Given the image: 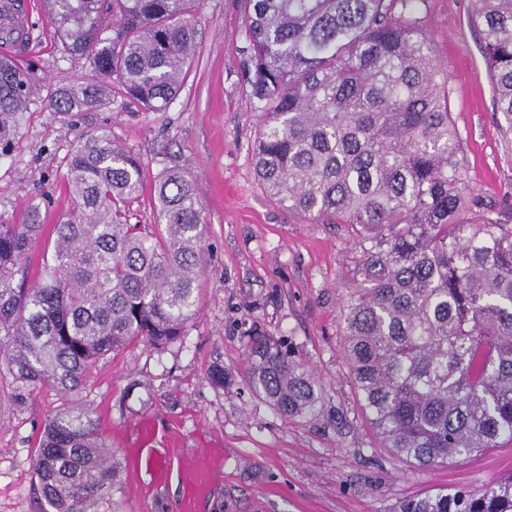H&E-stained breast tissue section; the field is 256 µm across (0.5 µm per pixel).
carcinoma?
Wrapping results in <instances>:
<instances>
[{
    "instance_id": "obj_1",
    "label": "carcinoma",
    "mask_w": 512,
    "mask_h": 512,
    "mask_svg": "<svg viewBox=\"0 0 512 512\" xmlns=\"http://www.w3.org/2000/svg\"><path fill=\"white\" fill-rule=\"evenodd\" d=\"M63 60L47 107H100L112 85L160 111L177 99L198 45L196 0H44ZM419 0H244L249 83L261 125L254 167L284 209L343 224L358 249L339 336L358 402L383 447L421 468L512 443V225L467 196V168ZM494 90L512 132V0H471ZM29 73L0 59V151L15 138ZM139 157L105 132L72 150L73 206L29 288L43 225L0 223V406L78 390L125 346L163 350L198 315L204 224L197 183L155 181L159 223L129 224ZM250 388L287 420L343 435L320 382L291 350L248 336ZM54 512H86L117 464L97 421L72 406L46 423L32 457ZM396 512H512V474L472 492L434 489Z\"/></svg>"
}]
</instances>
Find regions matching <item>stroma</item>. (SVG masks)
I'll list each match as a JSON object with an SVG mask.
<instances>
[{
	"instance_id": "stroma-1",
	"label": "stroma",
	"mask_w": 512,
	"mask_h": 512,
	"mask_svg": "<svg viewBox=\"0 0 512 512\" xmlns=\"http://www.w3.org/2000/svg\"><path fill=\"white\" fill-rule=\"evenodd\" d=\"M37 26L22 69L31 72V103L0 157V217L21 223L37 211L43 236L29 258L37 280L49 259L55 224L71 206L66 162L79 140L108 132L141 158L140 196L129 223L158 221L154 182L181 168L200 189L206 272L200 313L184 343L157 351L128 345L101 359L78 393L36 391L25 408L0 413V512H52L34 492L31 458L50 417L70 405L99 420L118 465L111 494L87 512H172L169 477L151 468L130 473L127 450L139 426L152 422V456L208 459L218 477L211 512H393L431 487L479 491L512 473V445L471 460L425 469L380 448L351 387L338 335L340 305L357 252L341 224H316L282 208L259 183L253 145L260 114L250 98L240 0H198L199 46L176 101L149 112L113 90L102 108L51 112L46 97L71 74L42 0H32ZM419 14L448 78L449 106L468 167V193L512 224V133L501 129L469 0H420ZM262 331L290 343L316 375L329 406L353 425L348 438L303 420H287L247 383V337ZM222 366L224 387L207 380Z\"/></svg>"
}]
</instances>
